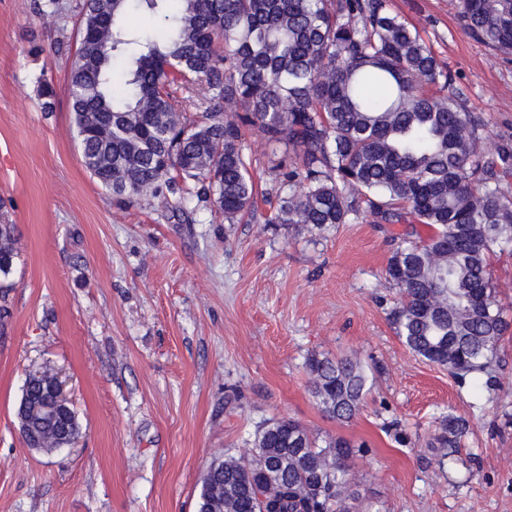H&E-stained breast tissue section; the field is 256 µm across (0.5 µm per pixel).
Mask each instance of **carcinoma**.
<instances>
[{"instance_id": "1", "label": "carcinoma", "mask_w": 512, "mask_h": 512, "mask_svg": "<svg viewBox=\"0 0 512 512\" xmlns=\"http://www.w3.org/2000/svg\"><path fill=\"white\" fill-rule=\"evenodd\" d=\"M81 0L68 79L84 167L129 205L162 200L193 222L205 204L238 224L258 188L245 132L296 151L279 173L268 224L321 233L362 214L399 223L409 213L434 229L404 240L385 268L400 291L391 312L401 342L459 383L488 375L509 323L489 272L512 246V151L482 146L483 125L418 30L390 0ZM138 11L162 21L152 37L130 27ZM464 32L512 54V0H460ZM198 98L203 111L188 117ZM15 226L0 224V276L16 258ZM322 413L347 422L368 375L356 355L308 359ZM46 369L24 381L17 419L30 448L50 453L80 433L75 413L46 403ZM467 420L441 417L428 442L443 468ZM342 436L324 445L299 422L274 418L247 454L212 462L197 512H350Z\"/></svg>"}]
</instances>
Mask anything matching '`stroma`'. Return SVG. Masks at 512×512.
<instances>
[{"instance_id":"stroma-1","label":"stroma","mask_w":512,"mask_h":512,"mask_svg":"<svg viewBox=\"0 0 512 512\" xmlns=\"http://www.w3.org/2000/svg\"><path fill=\"white\" fill-rule=\"evenodd\" d=\"M0 0V222L16 227L0 317V512H196L210 464L251 448L273 418L367 443L354 458L358 512H512V332L492 387L457 382L411 353L385 278L399 240L429 230L359 219L321 233L238 224L200 209L190 224L159 201L117 205L90 177L68 105L76 0L54 17ZM447 65L488 149L512 146V55L465 34L458 0H390ZM55 108H40L38 79ZM264 190L293 157L247 136ZM358 353L370 390L357 415L326 418L309 387L312 354ZM61 373L80 424L68 448H28L15 411L29 373ZM464 417L438 467L425 441Z\"/></svg>"}]
</instances>
